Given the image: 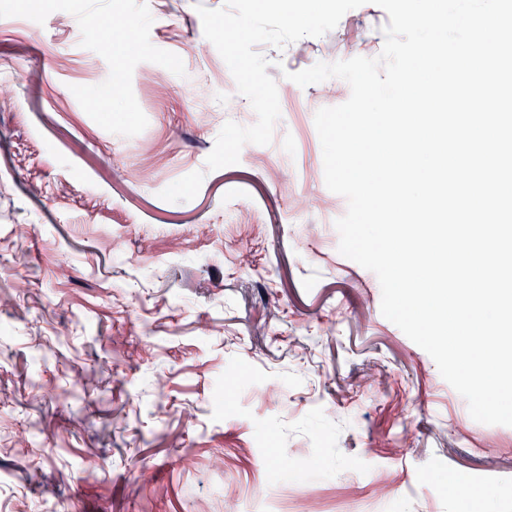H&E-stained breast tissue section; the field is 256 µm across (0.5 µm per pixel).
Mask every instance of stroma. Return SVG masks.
Wrapping results in <instances>:
<instances>
[{
	"label": "stroma",
	"instance_id": "stroma-1",
	"mask_svg": "<svg viewBox=\"0 0 512 512\" xmlns=\"http://www.w3.org/2000/svg\"><path fill=\"white\" fill-rule=\"evenodd\" d=\"M223 2L0 0V512H512V427L471 418L338 251L314 115L349 85L284 77L378 56L387 13L260 46L273 140L210 171L256 121L197 12ZM134 12L135 54L80 36Z\"/></svg>",
	"mask_w": 512,
	"mask_h": 512
}]
</instances>
